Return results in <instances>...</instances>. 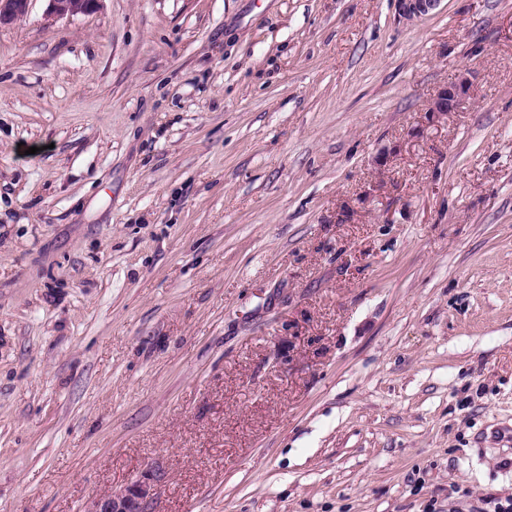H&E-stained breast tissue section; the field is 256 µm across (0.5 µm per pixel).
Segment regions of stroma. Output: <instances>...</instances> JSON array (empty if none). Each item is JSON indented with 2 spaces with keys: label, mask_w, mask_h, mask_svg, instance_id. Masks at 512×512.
<instances>
[{
  "label": "stroma",
  "mask_w": 512,
  "mask_h": 512,
  "mask_svg": "<svg viewBox=\"0 0 512 512\" xmlns=\"http://www.w3.org/2000/svg\"><path fill=\"white\" fill-rule=\"evenodd\" d=\"M46 7L0 26V512L511 497L512 0ZM46 15L49 18H63L97 11L104 0H46ZM442 0H396L398 15L406 20L427 16ZM473 95L472 84L465 76L442 86L432 99L429 110L439 116H448V112H456ZM163 480L158 471L141 475L123 489L95 499L87 512H150L155 487Z\"/></svg>",
  "instance_id": "stroma-1"
}]
</instances>
